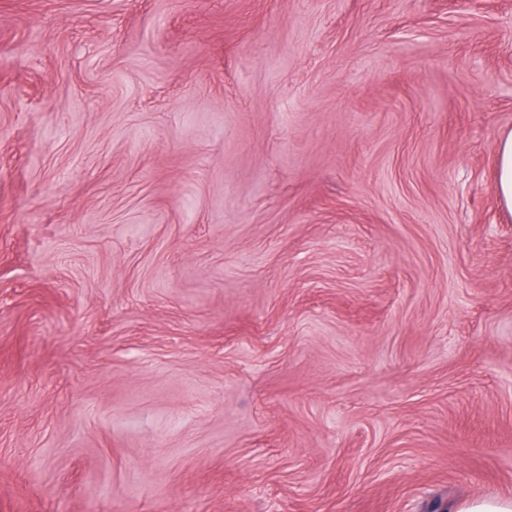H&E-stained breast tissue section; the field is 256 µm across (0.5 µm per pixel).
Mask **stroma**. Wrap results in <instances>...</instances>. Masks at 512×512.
I'll return each mask as SVG.
<instances>
[{
	"label": "stroma",
	"instance_id": "35a3bbf8",
	"mask_svg": "<svg viewBox=\"0 0 512 512\" xmlns=\"http://www.w3.org/2000/svg\"><path fill=\"white\" fill-rule=\"evenodd\" d=\"M512 0H0V512L512 496ZM496 189L501 202L512 210V131L499 141L496 151Z\"/></svg>",
	"mask_w": 512,
	"mask_h": 512
}]
</instances>
